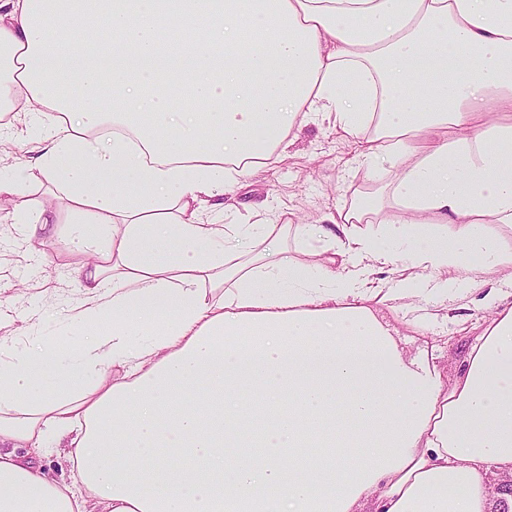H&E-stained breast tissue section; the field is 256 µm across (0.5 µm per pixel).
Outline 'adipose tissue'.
Here are the masks:
<instances>
[{
	"label": "adipose tissue",
	"instance_id": "adipose-tissue-1",
	"mask_svg": "<svg viewBox=\"0 0 512 512\" xmlns=\"http://www.w3.org/2000/svg\"><path fill=\"white\" fill-rule=\"evenodd\" d=\"M20 100L56 114L38 165L93 302L0 361V512H512V302L483 288L512 269V0H0ZM319 113L397 168L386 206L202 220ZM461 270L488 316L451 381L378 313ZM49 434L71 483L18 454Z\"/></svg>",
	"mask_w": 512,
	"mask_h": 512
}]
</instances>
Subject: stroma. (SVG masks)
<instances>
[{"mask_svg": "<svg viewBox=\"0 0 512 512\" xmlns=\"http://www.w3.org/2000/svg\"><path fill=\"white\" fill-rule=\"evenodd\" d=\"M50 126V118L32 125L20 113L0 119V177L19 186L17 195L0 198V337H7L18 351L34 336L71 334V317L85 300L72 276L85 257L66 233L71 207L68 191L62 183L47 181L36 166L37 148L48 137ZM396 176V169L389 166L363 164L352 143L321 115L297 131L284 156L271 159L247 177L233 209L216 220L247 224L251 211L257 209L266 218L290 213L314 224L336 208L378 197ZM44 209L57 213L60 232L35 253L13 217H32ZM381 315L397 328L409 354L438 344V364L452 378L459 374L474 337L483 329L477 295L464 289L443 294L426 281L412 307L385 308ZM417 316L425 319L424 332L411 327Z\"/></svg>", "mask_w": 512, "mask_h": 512, "instance_id": "35a3bbf8", "label": "stroma"}]
</instances>
